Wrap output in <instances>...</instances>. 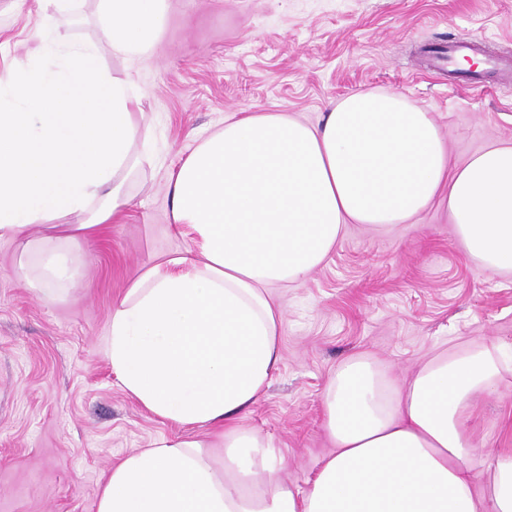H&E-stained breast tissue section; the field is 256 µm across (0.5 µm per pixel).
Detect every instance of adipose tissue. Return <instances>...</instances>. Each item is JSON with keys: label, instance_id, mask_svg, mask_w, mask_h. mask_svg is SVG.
<instances>
[{"label": "adipose tissue", "instance_id": "1", "mask_svg": "<svg viewBox=\"0 0 512 512\" xmlns=\"http://www.w3.org/2000/svg\"><path fill=\"white\" fill-rule=\"evenodd\" d=\"M99 41L62 42L45 18L36 55L0 72V241L54 297L75 250L120 218L142 164L141 102L104 54H149L166 0H101ZM169 229L112 306L106 355L123 389L183 428L113 466L97 512H512V448L479 458L468 414L500 392L493 349H447L396 379L366 356L322 397L332 449L307 488L240 423L281 362L275 290L323 266L351 224H404L439 202L478 267L512 272V142L449 167L430 113L356 91L322 123L285 112L225 121L169 177ZM39 236H31L32 228Z\"/></svg>", "mask_w": 512, "mask_h": 512}]
</instances>
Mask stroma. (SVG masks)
Masks as SVG:
<instances>
[{
    "mask_svg": "<svg viewBox=\"0 0 512 512\" xmlns=\"http://www.w3.org/2000/svg\"><path fill=\"white\" fill-rule=\"evenodd\" d=\"M44 11L0 0V69L26 64ZM66 41L99 35V0H75ZM472 38L475 74L449 76L433 49ZM142 98L150 166L119 223L82 244L70 289L43 298L17 276L0 242V512H97L112 466L178 426L123 389L104 350L112 305L170 237L168 177L224 119L288 112L318 123L358 90L401 94L438 124L450 164L512 141V0H168L151 54L106 56ZM282 361L243 420L305 484L330 449L322 395L352 356L401 377L447 346L512 354V273L482 272L446 206L387 228L350 225L328 262L278 290ZM500 397L477 401L480 455L512 448V373Z\"/></svg>",
    "mask_w": 512,
    "mask_h": 512,
    "instance_id": "1",
    "label": "stroma"
}]
</instances>
